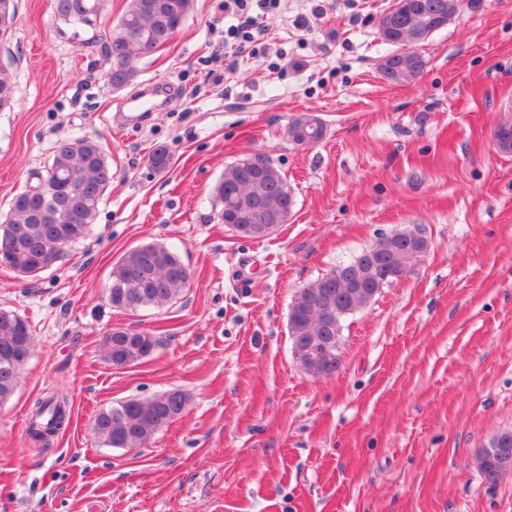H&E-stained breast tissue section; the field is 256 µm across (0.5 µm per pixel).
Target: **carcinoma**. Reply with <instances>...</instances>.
Returning <instances> with one entry per match:
<instances>
[{
  "instance_id": "carcinoma-1",
  "label": "carcinoma",
  "mask_w": 512,
  "mask_h": 512,
  "mask_svg": "<svg viewBox=\"0 0 512 512\" xmlns=\"http://www.w3.org/2000/svg\"><path fill=\"white\" fill-rule=\"evenodd\" d=\"M417 7H401L379 20L380 38L387 44L410 43L421 32L433 29V18L441 12L450 20L462 8V0H416ZM107 0H54V16L81 29H96ZM194 8V0H128L119 24L107 36H99L107 61V79L114 90L131 85L138 75L136 62L170 41ZM15 0H0V41L11 35L15 20ZM388 79L412 81L425 62L416 53L391 56ZM14 72L0 66V111L14 103ZM306 128L309 140L325 135L323 123L308 114L295 118L288 133ZM251 157L236 161L224 170L214 188V198L223 208L220 220L236 228L240 224L226 212L236 198L254 203L259 212L254 226L277 223L283 213L293 211L295 199L286 175L271 160L264 170L253 174ZM35 179L45 185L44 193L24 188L15 194L5 214L0 215V242L13 244L0 254V264L35 277L63 262L69 249L87 238L112 183V165L99 140L83 135L56 143L44 172ZM426 247L425 239L413 231H396L381 237L349 262L339 265L300 289L292 300L288 333L299 349V363L312 377L336 373V325L341 312L352 306L362 309L370 296L382 287L384 276L377 265L404 274ZM187 266L178 250L162 244H145L126 251L112 271L108 299L119 310L159 308L184 288ZM157 345L150 333L131 327L112 330L104 338L107 360L115 366L134 365L147 358ZM34 349L28 322L17 313L0 309V402L12 395L22 365ZM186 406L183 392L174 390L149 399H128L100 411L93 431L101 445L131 450L143 448L150 439L180 415ZM35 420L29 424L32 440L48 442L68 420L69 400L54 394L34 403ZM474 464L485 483L494 486L512 474V432H504L475 455Z\"/></svg>"
}]
</instances>
